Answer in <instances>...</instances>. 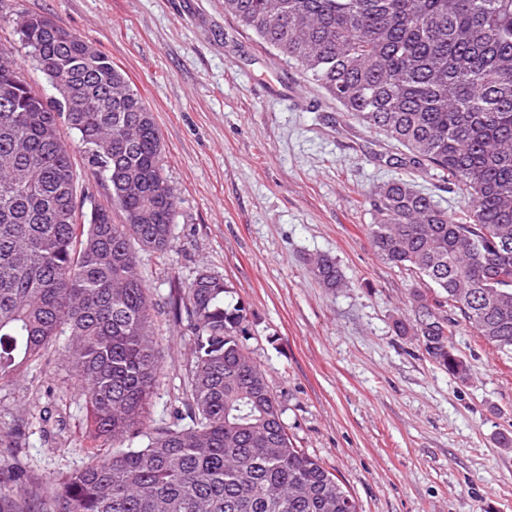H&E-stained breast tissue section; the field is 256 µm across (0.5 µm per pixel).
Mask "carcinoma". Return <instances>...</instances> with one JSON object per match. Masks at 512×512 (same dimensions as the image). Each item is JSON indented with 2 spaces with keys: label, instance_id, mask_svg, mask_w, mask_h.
Wrapping results in <instances>:
<instances>
[{
  "label": "carcinoma",
  "instance_id": "1",
  "mask_svg": "<svg viewBox=\"0 0 512 512\" xmlns=\"http://www.w3.org/2000/svg\"><path fill=\"white\" fill-rule=\"evenodd\" d=\"M224 12L316 81L360 125L397 142L466 194L448 217L406 180L372 191L377 256L413 270L415 316L399 336L463 379L452 339L462 325L512 355V0H224ZM17 32L33 61L75 89L66 112L19 73L0 45V387L64 350L88 412L89 438H139L66 474L19 462L32 422L0 435V465L22 488L0 512H359L335 473L297 448L265 373L246 345L245 306L224 279L175 286L190 364L182 406L153 422L161 372L153 302L138 253L171 251L178 197L161 164V133L127 76L52 19ZM123 215L94 201L61 125ZM327 288L344 284L329 256L310 261Z\"/></svg>",
  "mask_w": 512,
  "mask_h": 512
}]
</instances>
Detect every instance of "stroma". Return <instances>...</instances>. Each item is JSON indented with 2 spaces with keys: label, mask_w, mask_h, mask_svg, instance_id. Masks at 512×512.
I'll use <instances>...</instances> for the list:
<instances>
[{
  "label": "stroma",
  "mask_w": 512,
  "mask_h": 512,
  "mask_svg": "<svg viewBox=\"0 0 512 512\" xmlns=\"http://www.w3.org/2000/svg\"><path fill=\"white\" fill-rule=\"evenodd\" d=\"M31 14L109 55L162 132L179 204L173 251L139 256L161 352L151 418L180 406L189 359L170 288L208 271L248 310L246 344L295 446L339 477L359 512H512V359L460 329V380L416 336L397 335L421 282L383 263L368 235L367 197L384 183L410 180L452 216L463 192L431 167L402 165V146L352 120L224 0H0V43L46 91L16 30ZM319 255L336 260L344 287L313 277ZM46 406L28 469L53 476L91 462L98 450L60 350L0 390V432Z\"/></svg>",
  "instance_id": "stroma-1"
}]
</instances>
